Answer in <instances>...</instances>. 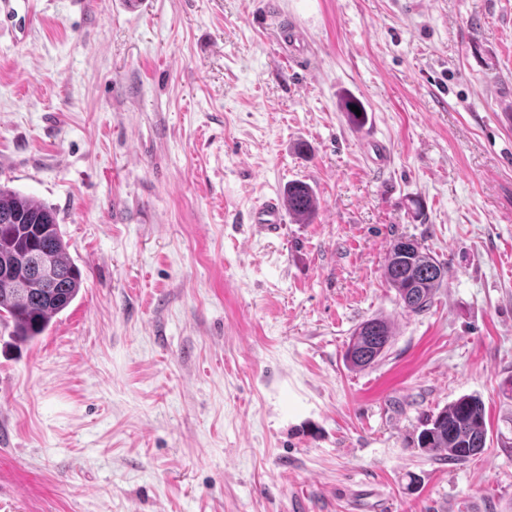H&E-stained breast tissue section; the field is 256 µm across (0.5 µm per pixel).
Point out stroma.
<instances>
[{
    "label": "stroma",
    "instance_id": "35a3bbf8",
    "mask_svg": "<svg viewBox=\"0 0 512 512\" xmlns=\"http://www.w3.org/2000/svg\"><path fill=\"white\" fill-rule=\"evenodd\" d=\"M37 2L0 16V184L83 284L0 326V512H512V0ZM292 181L311 223L257 232ZM401 237L447 265L420 314ZM471 394L481 455L415 448ZM446 271L445 263L426 248L412 240L400 239L388 250L383 276L389 288L395 290L403 308L419 314L431 307ZM391 336V326L385 319L372 317L363 321L350 337L347 363L354 369L370 367L382 356Z\"/></svg>",
    "mask_w": 512,
    "mask_h": 512
}]
</instances>
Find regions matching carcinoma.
Wrapping results in <instances>:
<instances>
[{"label": "carcinoma", "instance_id": "1", "mask_svg": "<svg viewBox=\"0 0 512 512\" xmlns=\"http://www.w3.org/2000/svg\"><path fill=\"white\" fill-rule=\"evenodd\" d=\"M288 211L307 224L318 208L312 188L294 181L286 188ZM51 264L55 279L43 285L28 270L38 260ZM447 267L426 248L411 240L391 244L383 276L403 308L414 314L428 310L441 287ZM83 274L69 257L54 208L7 187H0V321L11 336L31 342L52 319L77 298ZM392 336L388 321L372 317L350 337L345 358L354 369H365L383 354ZM487 422L483 401L464 395L433 415L416 437L417 447L432 455L448 453V460L465 462L485 447Z\"/></svg>", "mask_w": 512, "mask_h": 512}]
</instances>
